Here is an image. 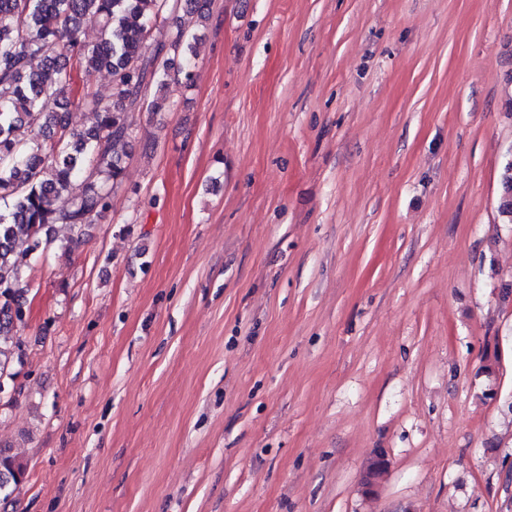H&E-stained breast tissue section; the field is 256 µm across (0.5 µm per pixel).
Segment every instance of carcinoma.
Instances as JSON below:
<instances>
[{"mask_svg": "<svg viewBox=\"0 0 512 512\" xmlns=\"http://www.w3.org/2000/svg\"><path fill=\"white\" fill-rule=\"evenodd\" d=\"M184 2V15L210 17V0H0V378L19 351L14 331L25 324L23 272L30 258L56 241L55 226L69 230L72 250L86 225L112 208L123 184L122 157L132 133L131 114L149 104L163 108L173 81L194 82L193 42L183 26L165 31L167 13ZM100 23L96 42L81 38L80 22ZM105 69L112 92L105 100L80 86L79 75ZM92 115L75 128L69 108ZM37 128L28 138L23 125ZM499 211L512 223V159L502 172ZM66 197L67 206L56 201ZM373 459L364 476L371 491L387 465ZM25 471L0 449V495Z\"/></svg>", "mask_w": 512, "mask_h": 512, "instance_id": "cac0c4a2", "label": "carcinoma"}]
</instances>
